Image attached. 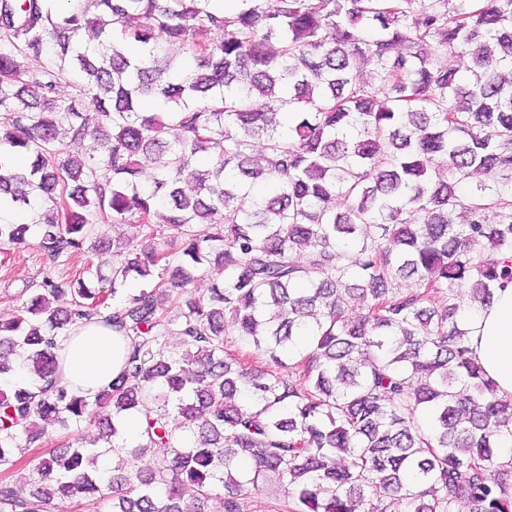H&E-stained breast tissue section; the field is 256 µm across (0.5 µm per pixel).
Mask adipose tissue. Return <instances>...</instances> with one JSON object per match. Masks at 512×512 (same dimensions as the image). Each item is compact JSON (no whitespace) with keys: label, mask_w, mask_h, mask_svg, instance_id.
I'll return each instance as SVG.
<instances>
[{"label":"adipose tissue","mask_w":512,"mask_h":512,"mask_svg":"<svg viewBox=\"0 0 512 512\" xmlns=\"http://www.w3.org/2000/svg\"><path fill=\"white\" fill-rule=\"evenodd\" d=\"M465 325L473 357L500 394L512 395V283L497 289L490 305L474 311ZM128 349V340L111 327L96 322L77 325L63 343L53 381L94 399L120 374Z\"/></svg>","instance_id":"ef3b65f1"}]
</instances>
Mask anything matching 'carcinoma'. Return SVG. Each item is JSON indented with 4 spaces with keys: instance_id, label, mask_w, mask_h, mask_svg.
<instances>
[{
    "instance_id": "1",
    "label": "carcinoma",
    "mask_w": 512,
    "mask_h": 512,
    "mask_svg": "<svg viewBox=\"0 0 512 512\" xmlns=\"http://www.w3.org/2000/svg\"><path fill=\"white\" fill-rule=\"evenodd\" d=\"M365 58L371 83L353 75ZM86 139L99 155L61 158ZM0 203V244L24 243L8 213L26 212L53 264L105 247L98 223L149 240L93 288L48 268L0 320V376L18 356L46 382L0 389V467L88 421L119 472L102 477L94 448L37 457L28 494L0 481V512H208L215 496L241 512L269 474L292 512H512V396L463 321L512 282V0H241L230 16L223 0H0ZM201 277L206 295L165 312L159 294ZM92 320L129 351L89 401L50 378L59 340ZM229 328L272 366L244 367ZM140 410L130 450L118 419ZM146 448L153 466L127 467Z\"/></svg>"
}]
</instances>
